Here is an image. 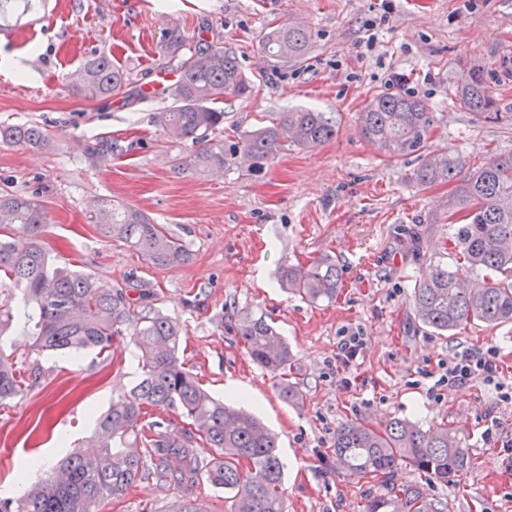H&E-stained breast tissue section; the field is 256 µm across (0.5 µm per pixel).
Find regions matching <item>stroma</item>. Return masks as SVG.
I'll use <instances>...</instances> for the list:
<instances>
[{"label":"stroma","instance_id":"1","mask_svg":"<svg viewBox=\"0 0 512 512\" xmlns=\"http://www.w3.org/2000/svg\"><path fill=\"white\" fill-rule=\"evenodd\" d=\"M385 16L373 49L362 44L369 19ZM291 23L311 35L300 63L267 57L270 24ZM0 123H37L53 142L44 151L0 143V190L33 194L48 223L50 264L125 286L136 272L156 306L182 330L180 358L214 397L228 384L279 438L286 512H364L382 494L332 462L336 431L360 419L392 418L422 428L457 429L475 465L432 482L448 512H512V471L500 445L512 441V401L494 386L441 382L443 365L467 349L493 351L512 371V324L477 323L438 334L417 318L411 292L437 261L461 278L475 271L454 248L462 214L457 182L418 185L417 155L392 159L360 132L357 114L376 95L420 99L434 112L431 150L479 166L512 153V0H22L0 19ZM232 48L251 81L250 95L224 105V131H245L272 113L310 108L335 113V139L281 150L267 172L175 174L186 153L155 122L171 103L176 67L196 42ZM106 56L127 71L124 97L77 96L71 80L84 62ZM485 67L502 120L460 106L455 85L470 63ZM404 77L390 82L391 73ZM121 138V157L97 154L99 141ZM118 200L148 213L180 237L190 262L158 267L123 242L99 235L89 217L97 202ZM330 255L341 273L336 302L311 306L281 287L283 268ZM269 314L293 352L288 375L301 398L285 403L275 378L247 355L235 314ZM0 310L13 321L0 349L20 376L40 377L0 405V494L20 495L23 461L51 465L94 434L91 410H106L139 377L130 339L110 352L79 357L33 350L16 295L0 287ZM365 338L350 366L336 360L345 330ZM185 500L227 512L223 490L207 480L178 486L147 476L101 512H174Z\"/></svg>","mask_w":512,"mask_h":512}]
</instances>
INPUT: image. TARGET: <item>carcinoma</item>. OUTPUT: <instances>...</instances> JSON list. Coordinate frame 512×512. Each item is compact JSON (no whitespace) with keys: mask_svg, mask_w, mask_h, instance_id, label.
Segmentation results:
<instances>
[{"mask_svg":"<svg viewBox=\"0 0 512 512\" xmlns=\"http://www.w3.org/2000/svg\"><path fill=\"white\" fill-rule=\"evenodd\" d=\"M310 44V33L291 24L269 27L262 41L264 52L283 62L305 60ZM128 81L122 68L100 56L85 62L75 91L89 99H110L123 94ZM168 92L172 102L156 115V122L172 141L195 147L178 163L183 171L232 170L244 156L247 170L260 174L288 145L312 148L336 137L335 116L303 108L276 112L264 125L219 137L224 110L217 104L251 92L235 53L220 44L196 43ZM455 96L479 117L500 116L494 91L478 65L467 69ZM358 123L379 149L400 158L423 155L437 121L421 100L385 93L367 103ZM0 143L45 148L50 136L36 124H0ZM460 176L458 204L467 215L456 232L455 248L479 279L463 285L448 264L439 261L411 295L422 324L441 333L478 322H512V154L470 171L459 157L430 153L414 180L427 186ZM92 219L105 237L122 241L154 265L175 266L190 259L186 245L165 225L119 201L101 202ZM46 223L35 197L0 192V224L8 226L7 233H0V275L20 293L34 347L102 354L116 339L129 336L141 352V374L96 418V452H73L21 495L0 496V512H99L102 501L122 496L135 480L149 474L147 460L159 476L176 484L205 477L229 494L230 512H285L275 437L254 415L214 399L185 367L179 357V327L156 309L154 292L146 283L132 275L124 289L104 288L88 275L51 267L42 246ZM281 283L309 304H330L336 301L340 269L335 259L325 256L300 269L288 268ZM130 288L138 297L130 296ZM237 321L248 355L277 377L285 402L297 403L299 393L288 382L293 355L272 319L246 309L237 313ZM25 383L0 351V405L18 396ZM149 408L177 412L190 428H169L159 421L144 428L140 422ZM198 439L217 449L219 457L207 463L198 460L192 454ZM332 458L337 469L386 486V493L368 501L365 512H446L447 504L430 497L421 484L390 485L395 471L404 464L429 481H446L473 465L462 439L447 424L424 430L403 419L383 426L345 422L336 432ZM244 460L254 467L246 481L239 469Z\"/></svg>","mask_w":512,"mask_h":512,"instance_id":"cac0c4a2","label":"carcinoma"}]
</instances>
